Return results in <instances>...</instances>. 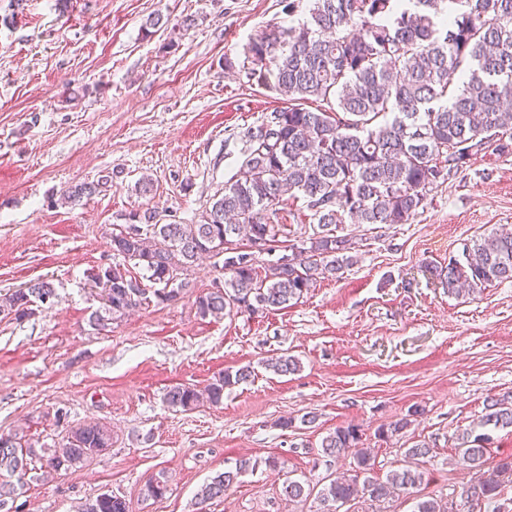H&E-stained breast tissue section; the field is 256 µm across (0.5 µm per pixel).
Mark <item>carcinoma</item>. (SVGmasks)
I'll return each instance as SVG.
<instances>
[{"instance_id": "cac0c4a2", "label": "carcinoma", "mask_w": 512, "mask_h": 512, "mask_svg": "<svg viewBox=\"0 0 512 512\" xmlns=\"http://www.w3.org/2000/svg\"><path fill=\"white\" fill-rule=\"evenodd\" d=\"M228 72L284 98L288 105L240 136L242 161L224 191L193 224H161L146 209L128 215L112 233L121 261L107 268L103 305L93 316L105 329L133 308L175 299L189 282L181 275L204 255L224 256L229 278L196 298L202 317L280 310L303 297L317 276L338 278L356 263L352 238L337 225L405 224L424 207L427 195L451 174L470 166L474 152L490 144L512 154V0H311L306 19L253 38L245 58L225 59ZM326 104L318 112L310 99ZM109 176L63 191L75 203L98 192ZM300 198L315 224L304 239L291 241L284 224L270 223L283 196ZM282 255L257 264L254 247ZM145 266L158 288L148 292L127 262ZM450 295H479L495 283L512 282V229L470 239L445 266L432 268ZM56 297L43 279L0 295V316L22 321L34 306ZM278 375L299 370L281 355L267 360ZM252 370L226 371L201 394L173 387L166 405L187 411L204 398L218 405L224 388L247 381ZM512 428V400L496 399L486 413L455 437L454 464L477 479L462 483L464 503L483 502V512H501L499 497L512 486V454L489 461L486 429ZM112 447L104 424L69 428L58 447L35 448L25 436L0 435V473L23 479L40 463L46 479L70 471ZM321 455L337 459L355 449L352 474L323 485L287 477L286 500L314 498L320 512H386L396 493L413 497L412 512H453V502L420 494L428 482L425 441L407 449L408 464L385 477L373 474L374 453L362 447L360 426L338 427L322 438ZM259 461L241 458L235 468L207 483L199 500L224 497L239 476ZM17 489L0 482V509ZM81 512H129L124 498L102 493Z\"/></svg>"}]
</instances>
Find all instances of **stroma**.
<instances>
[{"mask_svg":"<svg viewBox=\"0 0 512 512\" xmlns=\"http://www.w3.org/2000/svg\"><path fill=\"white\" fill-rule=\"evenodd\" d=\"M282 0H0V294L51 282L54 305L0 319V434L45 447L70 425L96 421L112 446L54 480L28 471L23 512H78L103 493L130 512H309L281 493L285 472L318 481L344 455L315 466L323 437L359 425L383 477L406 448L430 444L423 493L451 495L468 475L452 465L454 435L512 398V282L453 298L431 275L464 240L512 228V154L485 147L466 171L429 192L406 224H342L358 261L318 279L287 308L201 317L197 295L224 279L223 257L196 261L180 299L150 303L95 330L102 300L92 276L113 263L110 233L129 213L192 223L237 171L239 135L283 107L275 92L225 74L224 60L270 26L304 19ZM162 24L147 28L148 19ZM194 18L183 28L185 18ZM112 174L79 205L63 189ZM152 190L142 193L139 182ZM287 354L299 371L264 362ZM255 376L220 405L171 410L167 390L204 389L227 370ZM420 408L403 432L382 426ZM313 424L301 425L305 414ZM294 417L291 429L280 420ZM243 457L274 458L200 507V488ZM166 481L164 498L144 497Z\"/></svg>","mask_w":512,"mask_h":512,"instance_id":"stroma-1","label":"stroma"}]
</instances>
